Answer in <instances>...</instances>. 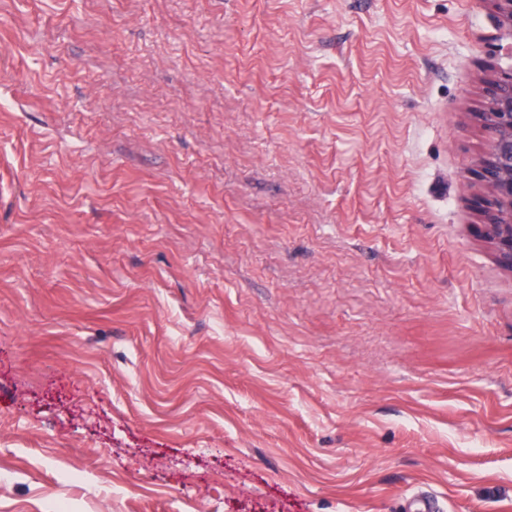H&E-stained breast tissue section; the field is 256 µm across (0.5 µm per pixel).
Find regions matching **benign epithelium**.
<instances>
[{
	"label": "benign epithelium",
	"instance_id": "obj_1",
	"mask_svg": "<svg viewBox=\"0 0 512 512\" xmlns=\"http://www.w3.org/2000/svg\"><path fill=\"white\" fill-rule=\"evenodd\" d=\"M499 28L512 38V0H490ZM487 111L480 114L489 134V150L480 178L490 196L481 211V235L492 245L497 261L512 271V70L488 89Z\"/></svg>",
	"mask_w": 512,
	"mask_h": 512
}]
</instances>
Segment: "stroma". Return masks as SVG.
<instances>
[{"label": "stroma", "mask_w": 512, "mask_h": 512, "mask_svg": "<svg viewBox=\"0 0 512 512\" xmlns=\"http://www.w3.org/2000/svg\"><path fill=\"white\" fill-rule=\"evenodd\" d=\"M496 33L486 0H0V512H512ZM488 98L487 112L480 114L489 134L480 178L490 196L478 228L500 265L512 271V69L490 85Z\"/></svg>", "instance_id": "stroma-1"}]
</instances>
